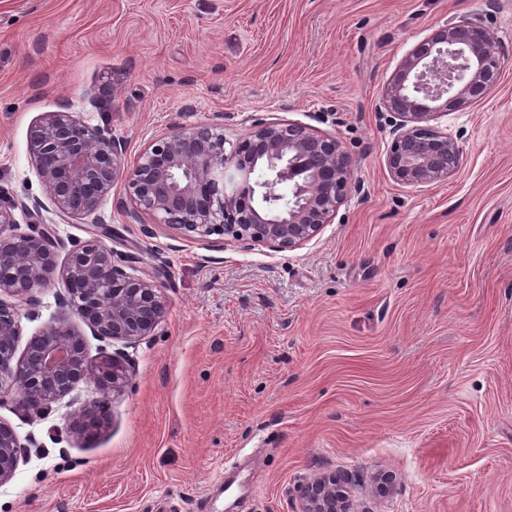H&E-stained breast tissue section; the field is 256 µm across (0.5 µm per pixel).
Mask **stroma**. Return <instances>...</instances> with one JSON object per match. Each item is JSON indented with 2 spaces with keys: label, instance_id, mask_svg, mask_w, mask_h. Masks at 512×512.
Masks as SVG:
<instances>
[{
  "label": "stroma",
  "instance_id": "obj_1",
  "mask_svg": "<svg viewBox=\"0 0 512 512\" xmlns=\"http://www.w3.org/2000/svg\"><path fill=\"white\" fill-rule=\"evenodd\" d=\"M465 18L500 80L438 121L459 171L399 185L383 88ZM63 104L129 165L176 125L235 144L300 123L336 137L355 185L291 250L127 223L120 186L89 218L46 206L58 256L100 237L168 313L96 439L70 431L86 384L42 416L0 402L23 446L0 512H296L324 472L355 512H512V0H0V195L44 198L29 131ZM66 294L36 292L20 343L78 323Z\"/></svg>",
  "mask_w": 512,
  "mask_h": 512
}]
</instances>
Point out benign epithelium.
Masks as SVG:
<instances>
[{
	"instance_id": "benign-epithelium-1",
	"label": "benign epithelium",
	"mask_w": 512,
	"mask_h": 512,
	"mask_svg": "<svg viewBox=\"0 0 512 512\" xmlns=\"http://www.w3.org/2000/svg\"><path fill=\"white\" fill-rule=\"evenodd\" d=\"M469 19L446 24L420 41L388 80L382 106L394 139L385 165L403 186L440 183L457 172L463 151L432 121L484 98L501 76L491 33ZM224 126H176L145 147L125 167L124 142L68 111L46 112L31 128L29 153L54 211L88 218L124 182L125 217L167 224L183 240L212 235L276 249L304 245L331 223L353 184L352 160L336 138L300 123H260L248 138L225 147ZM43 204L0 201V400L42 412L86 381L104 396L131 379L130 364L117 354L88 359L82 333L52 319L16 357L22 307L33 293L60 277L64 303L104 340L133 345L153 335L166 317L160 285L152 276H130L97 237L76 246L58 263L46 228L21 230L15 210L40 216ZM23 392L15 393V386ZM74 427L88 439L109 424L103 401L89 400ZM15 431L0 422V486L15 476ZM297 512H352L348 493L334 474H316L304 485Z\"/></svg>"
}]
</instances>
